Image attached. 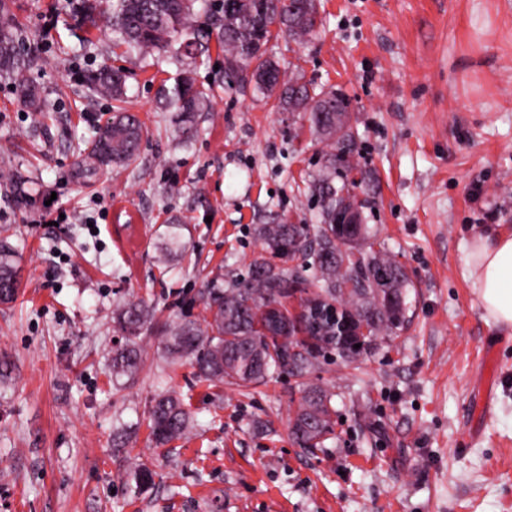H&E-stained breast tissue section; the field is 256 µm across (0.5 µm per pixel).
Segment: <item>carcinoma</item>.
I'll return each mask as SVG.
<instances>
[{
  "label": "carcinoma",
  "mask_w": 512,
  "mask_h": 512,
  "mask_svg": "<svg viewBox=\"0 0 512 512\" xmlns=\"http://www.w3.org/2000/svg\"><path fill=\"white\" fill-rule=\"evenodd\" d=\"M198 0H78L81 21L92 27L105 21L118 35L116 46L150 53L162 50L175 56L195 57L209 51L216 39L224 52V75L248 81L268 97L274 95L284 112H304L325 137L324 173L308 185L322 206L317 224H260L256 228L261 253L251 263L248 278L222 288L212 283L199 293L203 322L181 319L165 326L160 340L163 352L173 360L188 358L199 377L249 388L274 373H287L305 381L319 360L329 355L345 365L358 362L378 346L392 340L409 322L410 280L404 267L388 252L370 225L357 216L348 241L336 215L359 210L354 185L334 184L337 170L353 168L351 154L355 134L349 124L350 102L341 93L325 92L285 79L279 63L267 55L268 43L281 36L302 42L317 25V0H210L211 23L197 24ZM24 59L18 51L14 19L7 0H0V71L19 74ZM86 81L117 102L115 110L95 131L80 154L78 174L93 177L112 165L136 158L147 134L138 115L123 107L126 74L104 64L89 72ZM212 90L196 85L189 72L173 77L159 89L161 103L173 113L172 123L189 133L196 115L206 109ZM301 260L300 269L287 262ZM17 251L9 237H0V304L15 301L18 294ZM298 298L301 312L293 313L285 301ZM283 307L282 325L276 336L263 332L270 306ZM339 309L352 323L369 328L367 346L336 335V324L318 310ZM153 319L145 305H124L113 317L124 343L112 349L108 369L112 378L135 379L140 363L139 341ZM333 394L319 385L303 388L290 419L293 441L301 448L324 447L335 436ZM153 440L163 447L183 435L190 422L183 400L173 391L158 393L149 411ZM154 470L138 465L131 473L135 488L148 487Z\"/></svg>",
  "instance_id": "obj_1"
}]
</instances>
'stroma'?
<instances>
[{
	"label": "stroma",
	"instance_id": "stroma-1",
	"mask_svg": "<svg viewBox=\"0 0 512 512\" xmlns=\"http://www.w3.org/2000/svg\"><path fill=\"white\" fill-rule=\"evenodd\" d=\"M303 43L271 41L285 74L350 101L362 218L411 281L413 318L358 367L322 360L336 436L307 451L289 416L288 375L242 389L167 359L157 329L202 319L201 288L242 279L260 224H312L306 188L325 141L306 117L227 84L224 55L174 61L126 53L68 0H9L25 69L0 73V231L18 249L19 294L0 305V512H512V330L493 324L464 263L475 236L512 229V0H318ZM124 68L127 106L149 135L128 165L85 181L79 151L112 114L87 72ZM214 93L189 144L157 91L179 69ZM37 87L48 119L19 101ZM25 193L17 195L15 182ZM183 249L166 253L170 231ZM156 318L135 381L113 384L112 313ZM499 384L474 413L477 365ZM181 393L192 427L148 438L160 390ZM125 428L124 447L112 434ZM145 463L153 486L129 474Z\"/></svg>",
	"mask_w": 512,
	"mask_h": 512
}]
</instances>
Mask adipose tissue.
<instances>
[{
	"instance_id": "obj_1",
	"label": "adipose tissue",
	"mask_w": 512,
	"mask_h": 512,
	"mask_svg": "<svg viewBox=\"0 0 512 512\" xmlns=\"http://www.w3.org/2000/svg\"><path fill=\"white\" fill-rule=\"evenodd\" d=\"M465 266L484 312L497 326L512 329V231L473 238Z\"/></svg>"
}]
</instances>
